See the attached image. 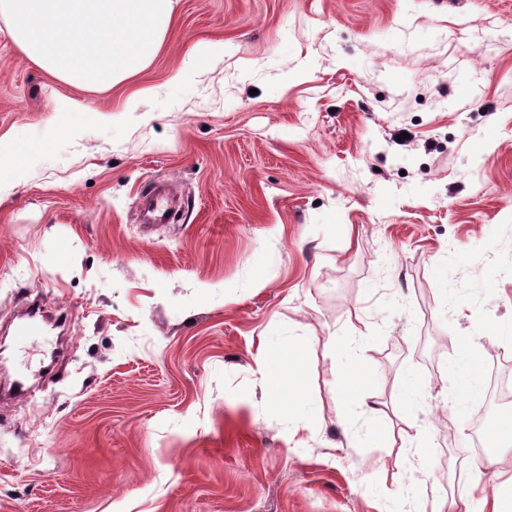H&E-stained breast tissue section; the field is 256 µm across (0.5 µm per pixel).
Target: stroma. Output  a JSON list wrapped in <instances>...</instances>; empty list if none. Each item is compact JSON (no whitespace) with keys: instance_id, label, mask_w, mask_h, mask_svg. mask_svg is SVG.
Masks as SVG:
<instances>
[{"instance_id":"stroma-1","label":"stroma","mask_w":512,"mask_h":512,"mask_svg":"<svg viewBox=\"0 0 512 512\" xmlns=\"http://www.w3.org/2000/svg\"><path fill=\"white\" fill-rule=\"evenodd\" d=\"M199 40L223 65L172 83ZM5 134L33 146L0 187V332L32 386L0 399V512H432L476 478L512 489V456L470 459L482 387L449 373L454 336L512 365V0H177L151 65L103 91L0 23ZM160 184L176 219L141 223ZM32 295L67 344L16 336ZM300 340L287 425L254 358ZM357 365L384 422L342 383Z\"/></svg>"}]
</instances>
